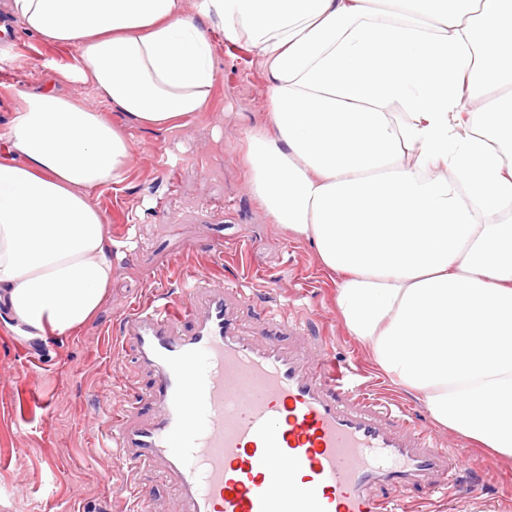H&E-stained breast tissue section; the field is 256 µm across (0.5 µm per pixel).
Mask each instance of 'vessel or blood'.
Masks as SVG:
<instances>
[{
  "mask_svg": "<svg viewBox=\"0 0 512 512\" xmlns=\"http://www.w3.org/2000/svg\"><path fill=\"white\" fill-rule=\"evenodd\" d=\"M187 299L126 312L120 335L153 375L152 416L113 413L128 462L162 459L178 512H392L384 484L450 494L444 462L422 428L383 422L366 405L358 369L323 354L310 368L275 340L243 335L223 281L201 274Z\"/></svg>",
  "mask_w": 512,
  "mask_h": 512,
  "instance_id": "b4317fda",
  "label": "vessel or blood"
}]
</instances>
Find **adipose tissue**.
Masks as SVG:
<instances>
[{
    "instance_id": "ef3b65f1",
    "label": "adipose tissue",
    "mask_w": 512,
    "mask_h": 512,
    "mask_svg": "<svg viewBox=\"0 0 512 512\" xmlns=\"http://www.w3.org/2000/svg\"><path fill=\"white\" fill-rule=\"evenodd\" d=\"M66 76L20 92L0 141V303L67 336L112 284L96 192L125 181L135 129L204 111L214 41L264 69L250 190L310 241L377 372L431 420L512 461V0H10ZM126 124H113L111 112Z\"/></svg>"
}]
</instances>
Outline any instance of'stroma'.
Listing matches in <instances>:
<instances>
[{"instance_id":"35a3bbf8","label":"stroma","mask_w":512,"mask_h":512,"mask_svg":"<svg viewBox=\"0 0 512 512\" xmlns=\"http://www.w3.org/2000/svg\"><path fill=\"white\" fill-rule=\"evenodd\" d=\"M0 47L14 58L0 69V127L19 103L18 93L42 86L54 56L0 9ZM219 75L208 111L187 127L158 138L132 133L126 180L97 199L113 241L115 273L96 315L76 334L31 339L10 326L0 307V364L17 366L0 380V512H127L124 488H144L140 512H172L175 485L158 462L127 469L101 446L100 432L113 412L142 402L151 373L132 346L114 356L119 307L155 294L180 296L198 273L223 279L239 329L272 335L313 364L327 350L358 366L376 400H392L420 428L441 436L422 400L379 380L368 350L350 336L336 309V285L317 269L313 246L274 224L249 189L244 142L266 112V82L257 60L243 46H218ZM175 175H167V165ZM259 291L250 302L241 284ZM467 458L450 473L449 502L422 501L423 512H450V502L471 499L477 485L505 506L512 502V464L495 462L451 438Z\"/></svg>"}]
</instances>
